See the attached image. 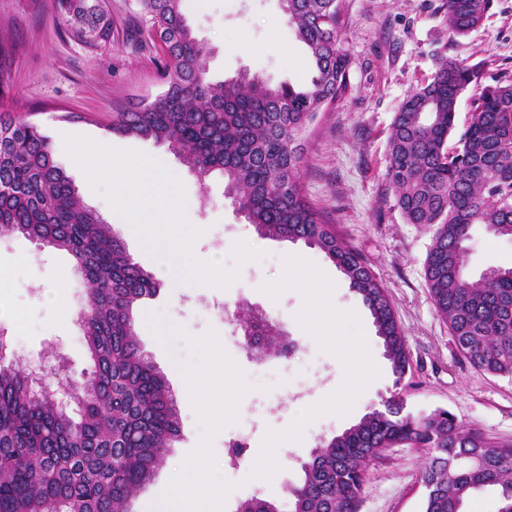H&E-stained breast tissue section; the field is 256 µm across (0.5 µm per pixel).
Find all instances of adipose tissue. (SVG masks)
<instances>
[{"label": "adipose tissue", "instance_id": "1", "mask_svg": "<svg viewBox=\"0 0 512 512\" xmlns=\"http://www.w3.org/2000/svg\"><path fill=\"white\" fill-rule=\"evenodd\" d=\"M346 361L353 375L344 392L349 398L377 378L379 367L362 338L349 342ZM181 373L186 397L206 418L215 424H223L224 405L219 396L226 385L232 384L234 376L217 344L205 346L201 362L182 368ZM204 381L210 383L211 393L201 392L200 384ZM223 507L224 490L214 485L207 456L202 453L195 463L194 476L175 480L171 496L156 502L152 512H222Z\"/></svg>", "mask_w": 512, "mask_h": 512}]
</instances>
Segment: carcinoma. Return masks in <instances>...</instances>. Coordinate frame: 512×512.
Segmentation results:
<instances>
[{
	"instance_id": "obj_1",
	"label": "carcinoma",
	"mask_w": 512,
	"mask_h": 512,
	"mask_svg": "<svg viewBox=\"0 0 512 512\" xmlns=\"http://www.w3.org/2000/svg\"><path fill=\"white\" fill-rule=\"evenodd\" d=\"M281 2L314 66L306 88L272 87L247 71L211 81L207 52L181 0H138L168 59L166 88L134 111L115 113L111 129L166 144L201 181L220 171L225 197L260 238L320 250L367 307L398 388L411 362L389 294L300 188L302 133L348 88L339 0ZM491 2L442 0L449 34L479 28ZM57 7L74 40L88 47L111 42L107 0H57ZM480 76V68L448 58L430 83L406 96L390 126L385 177L405 223L434 228L425 279L460 355L478 372L512 374V267H490L476 278L467 273L476 230L512 238V80L483 87L471 122L455 133L458 98ZM2 233L74 258L88 285L79 324L92 370L71 384L76 421L35 388L23 362L6 357L0 328V512H132V500L179 435L167 380L141 351L132 316L134 304L161 284L81 202L49 138L7 109L0 110ZM238 325L258 350L290 354L267 318L250 310ZM395 446L432 458L421 475L422 512H467L483 493L495 496L498 512H512V447L464 430L445 409L406 413L397 391L312 449L302 481L289 488L292 512H359L367 465ZM236 512L279 510L254 496Z\"/></svg>"
}]
</instances>
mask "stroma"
<instances>
[{"label":"stroma","instance_id":"stroma-1","mask_svg":"<svg viewBox=\"0 0 512 512\" xmlns=\"http://www.w3.org/2000/svg\"><path fill=\"white\" fill-rule=\"evenodd\" d=\"M108 3L112 40L93 50L69 36L56 0H0V37L16 48L12 63L0 65V103L40 125L83 203L109 219L114 233H121V220L111 216L104 187L89 184L84 170L72 163L66 137L160 159L183 187L187 221L198 231L195 255L220 254L225 268L238 271L224 288L161 286L156 296L133 309L137 338L167 379L181 430L164 465L134 499L133 512H149L154 501L168 494L172 474L189 472L201 449L224 486V512H235L240 501L253 496L273 501L279 512H291L288 489L300 483L301 464L319 439L354 424L396 390L383 349L374 342L379 381L347 401L339 399L347 380L344 343L373 338L372 318L318 249L267 238L261 251L248 252L256 234L225 198L222 174L212 173L206 183H199L165 145L112 133L114 113L153 100L162 91L166 57L159 41L148 36L136 0ZM440 5L441 0H340L345 18L340 40L352 61L348 90L335 105L318 112L304 132L300 185L306 199L360 250L390 294L411 358V371L398 389L406 411L442 408L464 428L510 444L512 375L475 371L460 356L425 280L433 231L404 222L385 180L394 114L410 91L432 80L442 60L479 66L486 85L512 80V0H492L481 27L465 37L450 36ZM181 9L209 50L214 80L247 70L273 86L302 88L310 83L309 56L281 0H181ZM288 252L302 254L331 286L327 308L341 319L335 342L302 327L315 295L306 286L289 284ZM492 266H512V239L491 241L476 233L467 270L475 277ZM0 273L6 277L0 303L26 313L22 327L7 330L10 350L25 364L49 366L46 386L63 391L92 368L78 322L61 324L43 295L45 289L65 284L73 309L81 310L86 288L72 259L23 237L5 236L0 237ZM261 282L278 289L262 294L257 288ZM212 300L223 303L231 315L249 308L262 311L279 324L292 354L271 358L248 349L242 336H225L223 321L207 308ZM155 314L173 326V334L157 337L149 322ZM211 340L220 342L235 375L223 395L227 409L220 425L189 407L180 372L181 366L198 359L201 344ZM296 424L303 433L279 447L280 473L274 483H255L248 461L233 465L225 455L227 441L240 429L249 430V445L258 448ZM428 464L422 452L391 448L367 468L360 512H421L420 475Z\"/></svg>","mask_w":512,"mask_h":512}]
</instances>
